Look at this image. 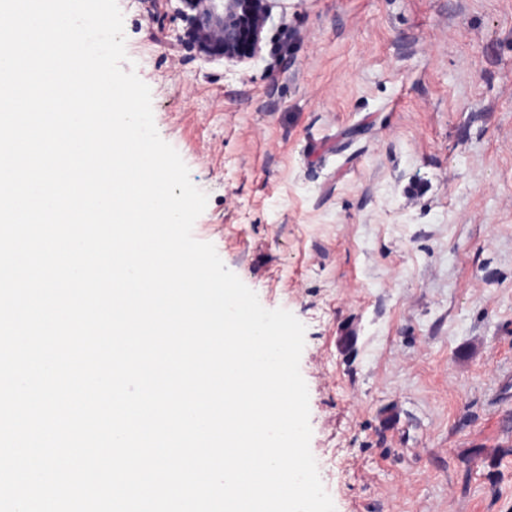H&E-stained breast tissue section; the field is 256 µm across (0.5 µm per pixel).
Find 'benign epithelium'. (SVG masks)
Returning a JSON list of instances; mask_svg holds the SVG:
<instances>
[{
  "label": "benign epithelium",
  "mask_w": 512,
  "mask_h": 512,
  "mask_svg": "<svg viewBox=\"0 0 512 512\" xmlns=\"http://www.w3.org/2000/svg\"><path fill=\"white\" fill-rule=\"evenodd\" d=\"M186 38L206 61L245 64L259 56L270 0H178Z\"/></svg>",
  "instance_id": "benign-epithelium-1"
}]
</instances>
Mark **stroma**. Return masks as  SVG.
<instances>
[{
    "label": "stroma",
    "instance_id": "stroma-1",
    "mask_svg": "<svg viewBox=\"0 0 512 512\" xmlns=\"http://www.w3.org/2000/svg\"><path fill=\"white\" fill-rule=\"evenodd\" d=\"M118 5L194 237L306 327L335 512H512V0H272L244 65Z\"/></svg>",
    "mask_w": 512,
    "mask_h": 512
}]
</instances>
